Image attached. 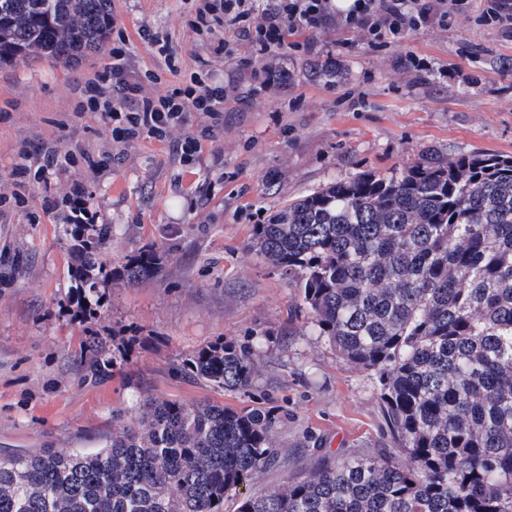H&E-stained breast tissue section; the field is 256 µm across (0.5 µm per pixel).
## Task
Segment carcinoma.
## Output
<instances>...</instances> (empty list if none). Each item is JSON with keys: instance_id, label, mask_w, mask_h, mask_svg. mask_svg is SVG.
Segmentation results:
<instances>
[{"instance_id": "cac0c4a2", "label": "carcinoma", "mask_w": 512, "mask_h": 512, "mask_svg": "<svg viewBox=\"0 0 512 512\" xmlns=\"http://www.w3.org/2000/svg\"><path fill=\"white\" fill-rule=\"evenodd\" d=\"M112 0H0V63H74L99 50ZM79 312L100 283L135 285L169 257L154 248L109 268L107 224H72ZM251 244L295 277L318 335L376 376L403 459L323 454L277 488L276 417L257 408L138 397L96 452L0 457V512H512V155L421 156L296 199L253 226ZM107 341L69 354L84 379L112 376ZM192 378L239 390L260 361L218 339L183 361Z\"/></svg>"}]
</instances>
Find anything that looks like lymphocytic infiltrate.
<instances>
[{
  "mask_svg": "<svg viewBox=\"0 0 512 512\" xmlns=\"http://www.w3.org/2000/svg\"><path fill=\"white\" fill-rule=\"evenodd\" d=\"M348 8L336 7L334 0H273L259 7L256 0H204L189 27L198 36L224 30L211 44L212 58L235 59L238 49L257 62L255 91L283 86L285 70L265 66L275 48L284 45L288 34L316 32L336 25L356 31L375 48L401 43L412 33L432 27H447L449 16L468 13L467 0H348ZM140 36L156 46L164 62L163 72L135 71L131 67L130 40L118 35L109 52L110 63L86 79L75 112L100 113L105 128L119 140L171 139L185 128L193 115L205 114L210 123L203 135L215 137L224 131V89L207 83L209 71L199 66L183 76L178 53L168 39L141 29ZM55 144L38 158L20 153L12 173L9 191L0 193V216L25 207L30 182L49 183L52 175L84 162L88 169L105 166V157L94 155L75 143L69 122L56 124ZM202 135V136H203Z\"/></svg>",
  "mask_w": 512,
  "mask_h": 512,
  "instance_id": "lymphocytic-infiltrate-1",
  "label": "lymphocytic infiltrate"
}]
</instances>
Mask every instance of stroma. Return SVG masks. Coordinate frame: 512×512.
I'll return each instance as SVG.
<instances>
[{"label": "stroma", "mask_w": 512, "mask_h": 512, "mask_svg": "<svg viewBox=\"0 0 512 512\" xmlns=\"http://www.w3.org/2000/svg\"><path fill=\"white\" fill-rule=\"evenodd\" d=\"M201 4L112 0L133 68L160 64L138 35L146 25L180 48L183 72L195 71L196 57L208 54L188 27ZM315 41L311 54L279 49L288 85L228 100L223 135L203 141L187 164L172 144L123 142L105 133L100 113H74L75 80L109 63L106 51L71 65H0V188L20 148L37 152L57 121L72 120L78 142L112 163L58 173L54 192L86 185L100 223L112 227L113 265L150 246L170 255L145 283L101 285L103 311L82 318L61 218H0V454L98 450L113 412L143 393L270 411L283 464L262 475L264 487L304 474L320 451L394 452L375 376L339 361L293 280L250 250L252 227L330 183L423 155H512V34L452 18L384 50L333 26ZM410 52L430 70L402 73L398 62ZM91 335L129 342L113 350L112 377L98 384L67 359ZM220 337L260 355L250 387L221 390L180 371L186 355Z\"/></svg>", "instance_id": "obj_1"}]
</instances>
